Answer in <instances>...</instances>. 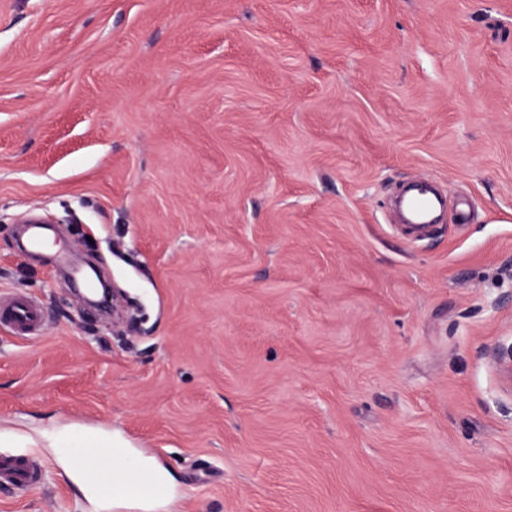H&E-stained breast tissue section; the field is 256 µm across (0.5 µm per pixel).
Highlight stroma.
Here are the masks:
<instances>
[{"label":"stroma","mask_w":512,"mask_h":512,"mask_svg":"<svg viewBox=\"0 0 512 512\" xmlns=\"http://www.w3.org/2000/svg\"><path fill=\"white\" fill-rule=\"evenodd\" d=\"M416 176L447 213L403 236ZM62 219L85 306L19 217ZM0 512L86 496L46 430L121 436L153 512H512V0H0ZM40 310L28 298L0 292V324L13 329H31L40 322ZM0 479L21 487H31L37 484L35 468L30 458L25 455L1 456Z\"/></svg>","instance_id":"1"}]
</instances>
